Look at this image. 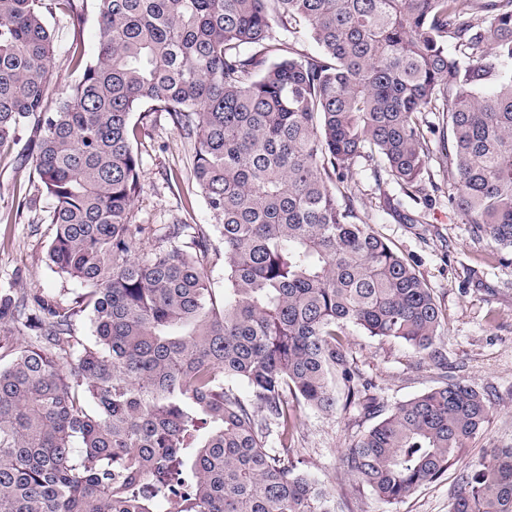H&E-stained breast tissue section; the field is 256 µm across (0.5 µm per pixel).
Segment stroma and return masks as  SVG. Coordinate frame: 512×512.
<instances>
[{"label": "stroma", "instance_id": "1", "mask_svg": "<svg viewBox=\"0 0 512 512\" xmlns=\"http://www.w3.org/2000/svg\"><path fill=\"white\" fill-rule=\"evenodd\" d=\"M56 59L49 85L60 98L81 77L71 60L73 47L86 57L97 51V21L88 18L74 31L63 13L49 15ZM133 148L141 159L140 193L130 214L141 225L133 246L150 256L165 247L171 224H187L189 236L210 243L204 269L216 291L224 289V246L203 196L190 177L192 146L167 113L139 122ZM420 200L404 195L390 177L374 179L367 164L358 163L350 181L359 215L399 255L412 261L442 310L441 361L419 357L403 342L366 335L347 326L351 356L364 380L385 406L410 399L460 378L490 395L492 408L483 431L468 453L438 480L424 484L389 507L356 484L342 457L373 423L356 406H337L323 414L305 408L297 413V456L322 483L341 498L344 512H450L454 490L486 449L512 447V255L499 256L488 240H474L464 216L448 206V161L434 153ZM39 177L26 142L0 153V289L28 296L69 298L78 282L54 273L48 260L53 227L52 202L39 193Z\"/></svg>", "mask_w": 512, "mask_h": 512}]
</instances>
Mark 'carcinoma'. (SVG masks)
Returning a JSON list of instances; mask_svg holds the SVG:
<instances>
[{"label":"carcinoma","mask_w":512,"mask_h":512,"mask_svg":"<svg viewBox=\"0 0 512 512\" xmlns=\"http://www.w3.org/2000/svg\"><path fill=\"white\" fill-rule=\"evenodd\" d=\"M55 6L75 28L93 11L99 48H73L82 76L51 105ZM301 23L320 51L286 56L276 28ZM511 64L512 0H0V152L34 130L48 260L84 285L71 299L0 291V326L31 332L0 364V512H336L294 461L292 406L334 412L337 380L380 416L345 456L357 483L392 506L444 475L490 400L460 379L387 410L367 394L344 325L433 357L442 312L347 182L380 161L418 199L435 112L449 205L512 251ZM137 112L193 140L224 244L220 298L207 240L174 244L187 225L133 253ZM452 512H512V448L461 477Z\"/></svg>","instance_id":"1"}]
</instances>
